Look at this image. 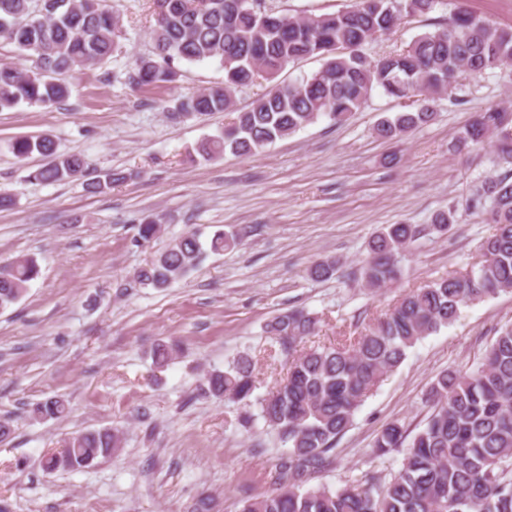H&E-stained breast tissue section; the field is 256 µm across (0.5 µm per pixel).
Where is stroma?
Listing matches in <instances>:
<instances>
[{
    "mask_svg": "<svg viewBox=\"0 0 512 512\" xmlns=\"http://www.w3.org/2000/svg\"><path fill=\"white\" fill-rule=\"evenodd\" d=\"M122 20L124 51L102 67L71 73L60 103L0 111V266L34 257L39 275L26 295L0 310V420L14 432L0 442V498L11 512H191L210 498L212 512H237L242 500L271 489L283 450L263 421L242 425L238 403L202 393L205 374L242 352L255 361L257 395L285 377L263 326L306 308L320 316L313 344L363 328L405 291L475 261L489 224L472 212L474 190L504 173L491 148L452 143L475 112L512 108V68L465 81L459 102L442 101L436 120L401 141L379 139L378 121L405 106L382 92L341 125L322 118L249 157H194L196 144L219 135L217 112L169 119L167 107L223 83L219 61L186 64L160 91L131 85L137 57L151 53L154 0H108ZM463 7L512 28V0H448L425 17H404L366 48L376 58L405 49L432 24ZM51 137L58 152L86 156L87 179L112 170L122 181L99 194L82 181L43 185L29 175L42 159H18L20 136ZM455 209L447 234L423 233L400 257V279L365 288L358 270L369 241L387 224H430ZM161 227L138 240L142 218ZM196 229L238 234L235 248L207 254L184 280L163 291L139 287L134 273L176 236ZM338 261L333 276L311 280L316 261ZM512 322V292L463 307L459 318L427 336L357 411L336 447V463L310 479L338 488L352 477L390 478L403 450L376 456L388 423L409 432L424 424L426 389L447 368L472 370L497 328ZM174 344L169 366L151 352ZM59 396L62 419L35 420L34 404ZM118 430L120 448L92 466L45 470L43 456L73 434Z\"/></svg>",
    "mask_w": 512,
    "mask_h": 512,
    "instance_id": "stroma-1",
    "label": "stroma"
}]
</instances>
